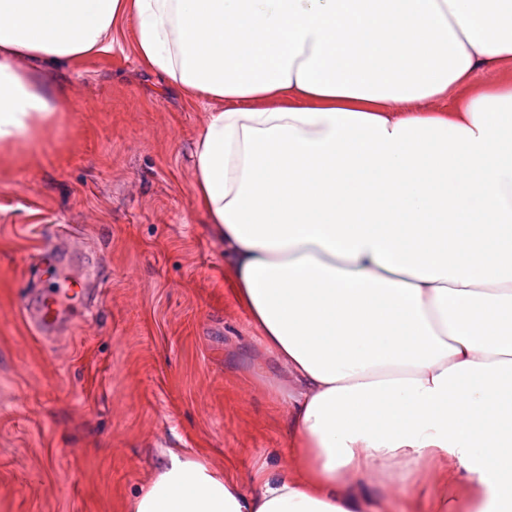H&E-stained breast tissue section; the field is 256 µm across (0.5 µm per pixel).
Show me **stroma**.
Wrapping results in <instances>:
<instances>
[{
    "label": "stroma",
    "mask_w": 512,
    "mask_h": 512,
    "mask_svg": "<svg viewBox=\"0 0 512 512\" xmlns=\"http://www.w3.org/2000/svg\"><path fill=\"white\" fill-rule=\"evenodd\" d=\"M64 75L75 111L0 159V512H124L170 450L244 483L278 474L283 376L255 371L195 206L193 147L216 102L161 92L127 36ZM48 227L55 269L34 263ZM76 280L90 309L32 334L24 298Z\"/></svg>",
    "instance_id": "stroma-1"
}]
</instances>
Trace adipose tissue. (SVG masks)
Here are the masks:
<instances>
[{"instance_id":"obj_1","label":"adipose tissue","mask_w":512,"mask_h":512,"mask_svg":"<svg viewBox=\"0 0 512 512\" xmlns=\"http://www.w3.org/2000/svg\"><path fill=\"white\" fill-rule=\"evenodd\" d=\"M132 27L207 97L195 201L285 394L255 490L168 451L126 512H512V0H0V158ZM455 92L452 110L428 101ZM444 479L436 471H428L424 474L421 485L415 490L420 507L424 510L421 511H433L429 508L434 499L435 492L440 488Z\"/></svg>"}]
</instances>
